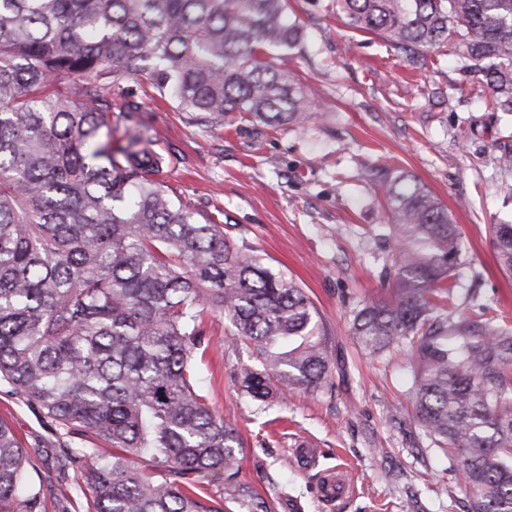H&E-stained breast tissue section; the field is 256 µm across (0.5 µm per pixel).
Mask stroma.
<instances>
[{
	"label": "stroma",
	"mask_w": 512,
	"mask_h": 512,
	"mask_svg": "<svg viewBox=\"0 0 512 512\" xmlns=\"http://www.w3.org/2000/svg\"><path fill=\"white\" fill-rule=\"evenodd\" d=\"M290 7L306 32L291 66L320 102V123L276 132L236 118L210 129L151 101L147 85L130 78L112 93V142L148 126L154 148L179 159L166 175L176 195L222 213L229 235L299 283L338 350L333 394L296 392L261 412L234 388L248 352L229 350L223 315L206 319L210 348L196 369L215 411L245 440L240 480L271 500L273 512H460L454 461L408 420L404 354L379 362L352 335L353 307L388 288L383 191L363 166L406 170L447 207L463 239L460 310L488 305L512 318V277L500 272L490 243L491 225L512 222V168L497 150L512 134V117L456 96L464 76L453 58L415 73L379 37L346 30L332 0ZM128 101L141 111L124 113ZM0 418L23 444L45 512H87L73 480L58 477L56 425L5 385ZM344 471L353 486L325 505L323 476Z\"/></svg>",
	"instance_id": "35a3bbf8"
}]
</instances>
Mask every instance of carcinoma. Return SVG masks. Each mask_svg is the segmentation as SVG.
I'll return each instance as SVG.
<instances>
[{
  "label": "carcinoma",
  "mask_w": 512,
  "mask_h": 512,
  "mask_svg": "<svg viewBox=\"0 0 512 512\" xmlns=\"http://www.w3.org/2000/svg\"><path fill=\"white\" fill-rule=\"evenodd\" d=\"M350 29L382 37L414 70L453 55L456 87L512 112V0H334ZM288 0H0V384L94 448H60L58 470L92 512H249L269 502L237 481L243 442L209 405L195 359L205 312L224 315L234 382L268 404L333 392L337 358L293 279L237 246L221 221L173 198L176 162L147 132L112 145L109 90L143 77L207 126L236 113L280 130L319 112L288 68L302 40ZM72 89L61 93L57 82ZM383 188L391 264L385 295L354 312L370 357L406 347L413 419L457 459L466 512H512V328L483 306L452 318L462 240L448 209L410 173L370 169ZM512 275V224H493ZM150 455L157 471L138 460ZM0 512H45L23 450L0 418Z\"/></svg>",
  "instance_id": "1"
}]
</instances>
